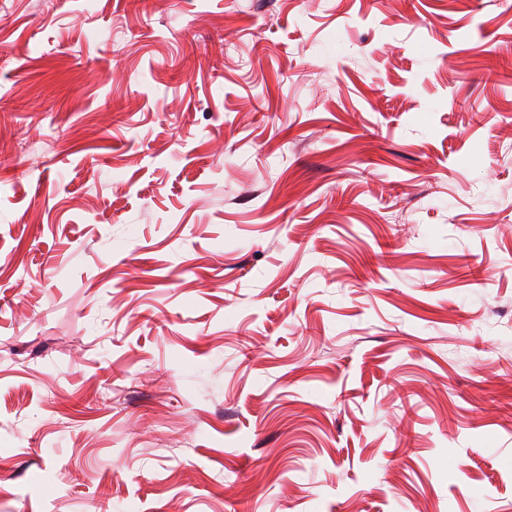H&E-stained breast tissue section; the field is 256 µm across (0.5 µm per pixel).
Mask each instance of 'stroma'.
Here are the masks:
<instances>
[{
    "mask_svg": "<svg viewBox=\"0 0 512 512\" xmlns=\"http://www.w3.org/2000/svg\"><path fill=\"white\" fill-rule=\"evenodd\" d=\"M0 512H512V0H0Z\"/></svg>",
    "mask_w": 512,
    "mask_h": 512,
    "instance_id": "1",
    "label": "stroma"
}]
</instances>
